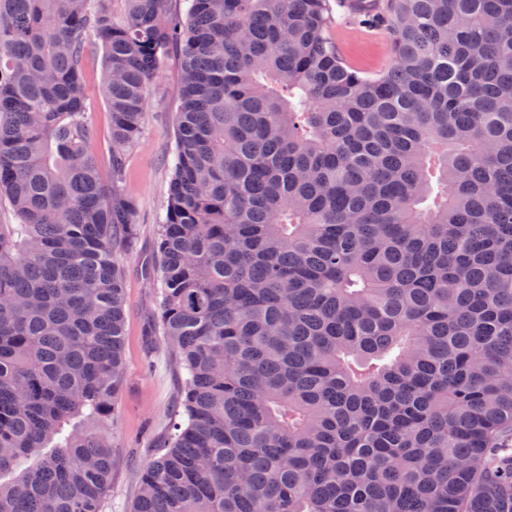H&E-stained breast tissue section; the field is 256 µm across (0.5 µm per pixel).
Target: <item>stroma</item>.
Instances as JSON below:
<instances>
[{"label": "stroma", "instance_id": "1", "mask_svg": "<svg viewBox=\"0 0 512 512\" xmlns=\"http://www.w3.org/2000/svg\"><path fill=\"white\" fill-rule=\"evenodd\" d=\"M333 37L339 52L362 71H378L390 59L391 42L384 29L361 30L342 19ZM101 67V50H90L85 60L86 113L93 128L91 150L106 175L112 139L108 106L98 88ZM178 89V65L172 60L149 87L141 138L124 152L125 188L134 207L137 238L131 249L117 255L126 297L125 375L106 425L117 449L103 512H130L139 472L154 458L181 389L156 315L160 284L144 274L156 255L157 221L168 200L176 120L172 104Z\"/></svg>", "mask_w": 512, "mask_h": 512}]
</instances>
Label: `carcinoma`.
Listing matches in <instances>:
<instances>
[{
	"instance_id": "obj_1",
	"label": "carcinoma",
	"mask_w": 512,
	"mask_h": 512,
	"mask_svg": "<svg viewBox=\"0 0 512 512\" xmlns=\"http://www.w3.org/2000/svg\"><path fill=\"white\" fill-rule=\"evenodd\" d=\"M172 56L145 273L182 391L132 512H512V0H0V512H102L112 436L73 420L124 379L122 149ZM333 38L339 52L364 72H376L390 59L391 42L384 29L359 30L348 19L340 18ZM101 67L102 52L98 48H93L85 60V80L88 85L86 113L93 128L91 150L102 175L107 177L111 169L112 139L110 113L98 88Z\"/></svg>"
}]
</instances>
